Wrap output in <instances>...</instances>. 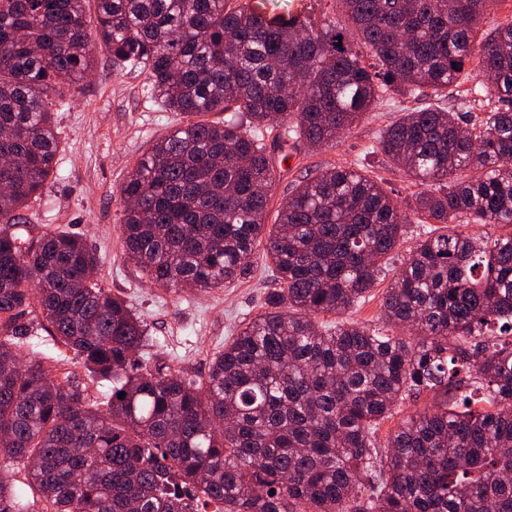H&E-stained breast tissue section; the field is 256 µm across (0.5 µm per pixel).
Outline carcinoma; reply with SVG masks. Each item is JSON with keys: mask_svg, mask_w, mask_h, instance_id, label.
<instances>
[{"mask_svg": "<svg viewBox=\"0 0 512 512\" xmlns=\"http://www.w3.org/2000/svg\"><path fill=\"white\" fill-rule=\"evenodd\" d=\"M341 2L344 17L316 20L232 0H0V512H31L20 464L44 512H512V231H468L512 227V22L480 31L493 0ZM97 47L144 69L165 110L225 113L176 126L131 169L127 255L176 293L249 278L262 243L277 275L201 382L143 353L146 322L93 279L82 236L19 234ZM471 60L482 82L464 111L430 102ZM390 93L423 102L378 142L423 186L413 211L430 225L381 301L410 342L320 321L363 304L402 245L408 217L381 184L329 169L266 224L273 122L321 148ZM41 328L110 383L106 410L77 374L19 364ZM425 393L432 406L378 443ZM426 404L429 406L432 404L431 395H424L417 401L406 400L403 403H399L398 413H396L394 418L384 421L379 427L378 438L380 443L382 444L385 441V437L388 436L389 433L394 432L404 415L412 413Z\"/></svg>", "mask_w": 512, "mask_h": 512, "instance_id": "1", "label": "carcinoma"}]
</instances>
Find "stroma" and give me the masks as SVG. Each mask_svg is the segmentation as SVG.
<instances>
[{"label":"stroma","mask_w":512,"mask_h":512,"mask_svg":"<svg viewBox=\"0 0 512 512\" xmlns=\"http://www.w3.org/2000/svg\"><path fill=\"white\" fill-rule=\"evenodd\" d=\"M417 106L416 100L396 95L341 135L336 146L300 145L288 156L272 149L278 177L267 205L268 219H275L303 178L339 166L381 182L401 206L412 204L418 185L376 145L386 124ZM181 121V116L152 101L146 73L113 70L109 56L97 52L96 67L77 87L73 105L57 114L58 164L41 199L31 201L26 209L29 222L24 233L33 238L52 225L83 235L99 257L95 277L102 288L126 299L148 323L158 355L201 381L213 354L236 336L241 324L261 313L267 293L277 283L261 247L251 259L249 279L226 288L179 294L148 282L123 252L120 222L127 202L121 185L152 141Z\"/></svg>","instance_id":"1"}]
</instances>
